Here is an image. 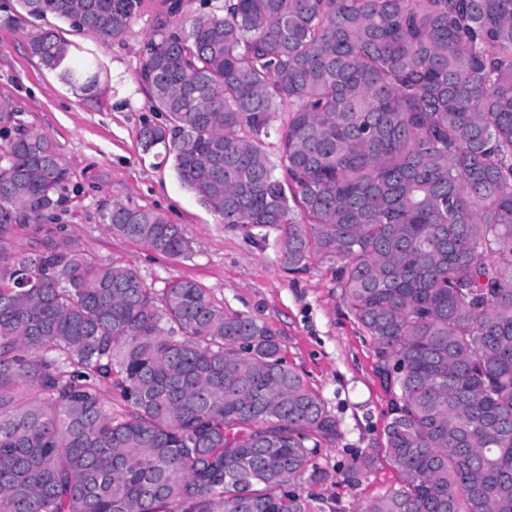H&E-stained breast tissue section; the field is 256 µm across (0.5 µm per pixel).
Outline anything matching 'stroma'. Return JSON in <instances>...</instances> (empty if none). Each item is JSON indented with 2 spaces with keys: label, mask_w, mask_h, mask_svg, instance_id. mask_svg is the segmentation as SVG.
<instances>
[{
  "label": "stroma",
  "mask_w": 512,
  "mask_h": 512,
  "mask_svg": "<svg viewBox=\"0 0 512 512\" xmlns=\"http://www.w3.org/2000/svg\"><path fill=\"white\" fill-rule=\"evenodd\" d=\"M161 3L143 0L125 34L106 44L51 20L61 35L93 49L110 75L101 96L90 100L30 54L37 25L21 19L17 0H0V98L10 99L23 121L51 136L71 173L73 208L50 229L99 259L131 262L153 288L194 280L216 305L271 328L290 364L321 395L336 422L316 457L325 479H301L296 488L311 512H363L399 485L383 452L390 397L377 373L375 345L341 300L335 258L319 254L305 271L283 273L277 231L248 234L226 226L181 184L163 148H141V128L166 120L164 113L151 110L146 90L135 79ZM115 202L163 213L193 241V254L168 258L114 235L101 214ZM361 460L368 463L365 477L348 483L346 469Z\"/></svg>",
  "instance_id": "1"
}]
</instances>
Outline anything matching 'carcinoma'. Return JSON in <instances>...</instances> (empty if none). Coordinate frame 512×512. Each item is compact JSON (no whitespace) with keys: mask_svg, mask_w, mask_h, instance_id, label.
Here are the masks:
<instances>
[{"mask_svg":"<svg viewBox=\"0 0 512 512\" xmlns=\"http://www.w3.org/2000/svg\"><path fill=\"white\" fill-rule=\"evenodd\" d=\"M142 2L19 0L99 43ZM163 6L136 79L168 123L140 145L225 224L278 231L284 272L340 261L401 477L364 512H512V0H224L180 33L183 0ZM29 47L89 99L108 82L52 30ZM1 134L0 512H310L288 486L325 478L335 422L276 334L67 238L14 250L20 227L70 211V169L8 99ZM103 220L194 251L153 210Z\"/></svg>","mask_w":512,"mask_h":512,"instance_id":"obj_1","label":"carcinoma"}]
</instances>
